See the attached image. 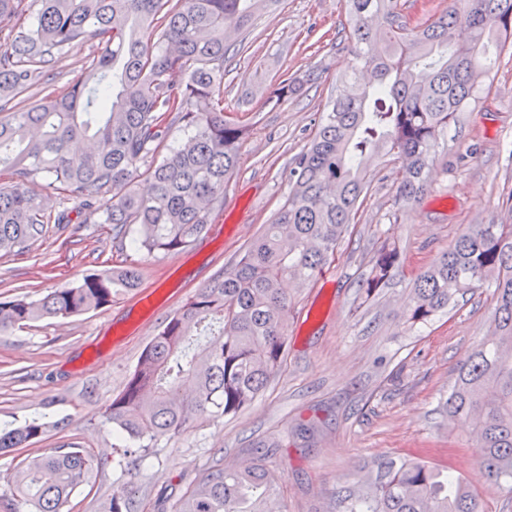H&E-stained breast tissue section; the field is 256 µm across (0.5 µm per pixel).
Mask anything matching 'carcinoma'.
<instances>
[{"label": "carcinoma", "mask_w": 512, "mask_h": 512, "mask_svg": "<svg viewBox=\"0 0 512 512\" xmlns=\"http://www.w3.org/2000/svg\"><path fill=\"white\" fill-rule=\"evenodd\" d=\"M37 20L0 48V253L24 252L51 215L42 190L104 223L136 226L132 246L149 255L190 245L207 228L238 166L246 125L224 115L220 88L230 39L253 26L272 0H32ZM457 7L410 26L397 0H342L352 65L324 106L325 116L289 171L291 191L231 267L191 295L144 348L107 415L131 438L182 435L198 417L235 415L251 406L281 368L288 347L285 285L312 280L335 258L383 156L401 165L397 197L412 202L429 187L441 132L483 95L497 59L512 43L500 22L512 0H456ZM102 51L86 77L61 95L32 101L28 91L53 56L81 39ZM297 90L282 75L271 95ZM184 137L172 147V125ZM85 144L73 154L69 144ZM161 162H156L158 155ZM145 178L152 189L140 194ZM399 253L384 247L363 283L374 295L398 272ZM134 268L108 269L35 301H0V332L112 303L136 288ZM476 283L492 289L493 330L458 370L444 410L469 429L486 482H512V224H472L414 281L407 321L443 313ZM43 433L33 421L0 432V451L24 448ZM90 448L71 446L21 460L13 497L27 512H61L98 468ZM343 512H483L475 491L444 466L389 461L373 481L341 497ZM115 492L107 512H135ZM174 512H283L278 479L260 459L215 465Z\"/></svg>", "instance_id": "1"}]
</instances>
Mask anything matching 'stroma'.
<instances>
[{
    "label": "stroma",
    "mask_w": 512,
    "mask_h": 512,
    "mask_svg": "<svg viewBox=\"0 0 512 512\" xmlns=\"http://www.w3.org/2000/svg\"><path fill=\"white\" fill-rule=\"evenodd\" d=\"M340 0H276L224 64V112L249 128L239 168L212 224L189 246L147 255L124 245L100 211L48 225L28 251L0 256V300H37L84 275L133 267L140 285L111 305L44 318L0 333V429L36 421L33 444L0 452V512L12 498L11 474L25 457L74 444L102 460L62 512H103L114 492L132 487L138 512H156L158 494L177 502L215 461L268 449L286 512H328L353 473L372 477L377 462L423 459L471 484L485 512H512V495L477 481L465 428L443 414L448 388L488 335L494 301L480 286L425 324L406 317L413 280L470 224H512V55H502L487 98L440 135L430 186L398 201L400 165L376 160L371 187L334 262L296 289L288 350L280 371L245 411L195 420L179 438L150 442L135 474L124 451L136 447L105 410L125 386L145 346L167 318L230 266L288 196V174L314 135L336 82L352 59ZM99 45L78 40L56 54L33 88L53 97L85 76ZM299 92L265 104L281 74ZM385 244L400 254V274L372 296L362 282Z\"/></svg>",
    "instance_id": "obj_1"
}]
</instances>
